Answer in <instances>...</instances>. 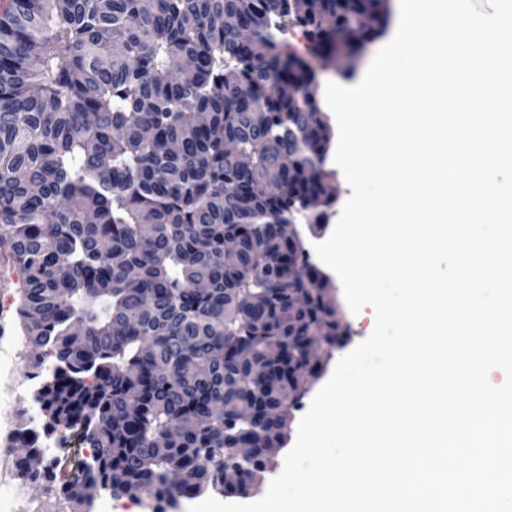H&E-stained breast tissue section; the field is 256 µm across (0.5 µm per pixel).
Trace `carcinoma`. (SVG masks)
I'll return each mask as SVG.
<instances>
[{"label":"carcinoma","instance_id":"obj_1","mask_svg":"<svg viewBox=\"0 0 512 512\" xmlns=\"http://www.w3.org/2000/svg\"><path fill=\"white\" fill-rule=\"evenodd\" d=\"M380 0H10L0 13V246L22 272L21 330L54 376L45 456L17 473L67 502L94 488L174 506L224 472L273 467L317 376L310 336L347 327L280 228L335 196L315 72L291 49L366 37Z\"/></svg>","mask_w":512,"mask_h":512}]
</instances>
